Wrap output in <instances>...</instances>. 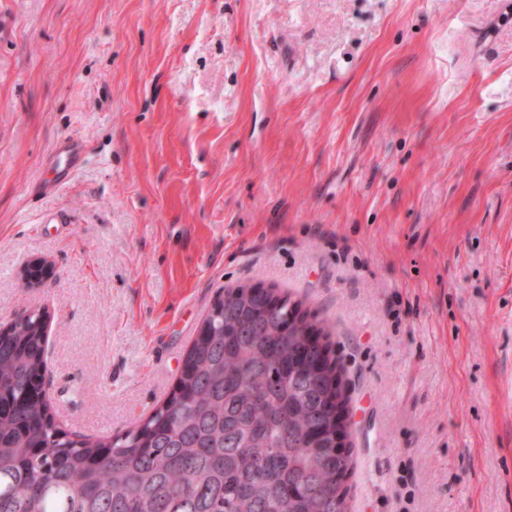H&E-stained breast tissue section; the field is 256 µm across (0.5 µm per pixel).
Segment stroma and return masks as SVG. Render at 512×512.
I'll return each instance as SVG.
<instances>
[{
    "label": "stroma",
    "instance_id": "1",
    "mask_svg": "<svg viewBox=\"0 0 512 512\" xmlns=\"http://www.w3.org/2000/svg\"><path fill=\"white\" fill-rule=\"evenodd\" d=\"M241 284L331 329L350 512H512V0H0V323L50 311L58 425L131 428ZM58 157H66V164L60 168V181L64 180L79 164L81 152L72 140H63L57 144Z\"/></svg>",
    "mask_w": 512,
    "mask_h": 512
}]
</instances>
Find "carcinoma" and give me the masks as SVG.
<instances>
[{
    "label": "carcinoma",
    "mask_w": 512,
    "mask_h": 512,
    "mask_svg": "<svg viewBox=\"0 0 512 512\" xmlns=\"http://www.w3.org/2000/svg\"><path fill=\"white\" fill-rule=\"evenodd\" d=\"M219 307L185 356L180 395L123 436L78 446L29 396L46 370L38 317L0 337V512H348L340 382L336 366L316 369L328 345L307 343L323 328L243 286Z\"/></svg>",
    "instance_id": "obj_1"
}]
</instances>
